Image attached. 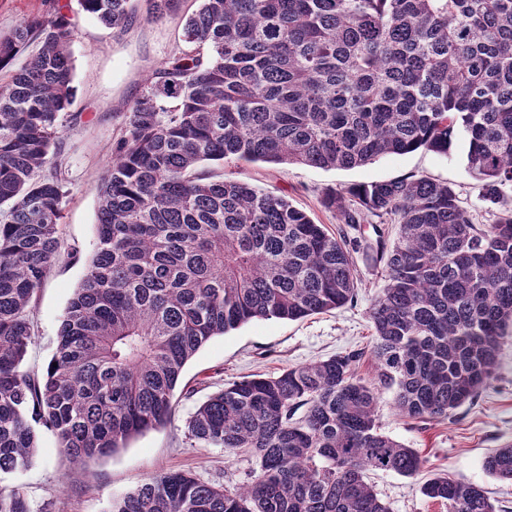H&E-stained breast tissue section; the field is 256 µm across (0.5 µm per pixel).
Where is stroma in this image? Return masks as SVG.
Masks as SVG:
<instances>
[{"label":"stroma","mask_w":512,"mask_h":512,"mask_svg":"<svg viewBox=\"0 0 512 512\" xmlns=\"http://www.w3.org/2000/svg\"><path fill=\"white\" fill-rule=\"evenodd\" d=\"M68 5L75 26L72 45L75 99L62 118V151L54 161L67 178L65 218L58 229L62 256L38 291L30 313L32 341L25 367L37 371L50 359L69 300L87 274L96 246L97 203L102 177L113 148L127 125L130 107L147 78L183 46L186 16L198 0H179L176 11L161 19L149 17L146 0H139V17L125 30L105 28L79 11L76 0H0V35H9L26 18L53 13ZM225 177L286 197L315 223L335 236L353 238L322 198L329 189L408 176L452 185L473 223H494L500 206L481 198L480 183L466 168V144L456 140L448 154L417 150L383 156L348 170H324L305 165L228 160ZM79 250V261L67 253ZM358 280L354 304L298 321L256 320L208 341L188 361L174 393L175 412L167 426L131 440L118 453L86 460L79 475L65 480L73 465L61 454L55 435L40 431V448L32 465L0 478V490L20 489L30 512H109L124 496L159 472L188 471L200 480L233 492L256 469L255 457L244 452L191 445L185 423L197 405L224 384L245 377L268 376L351 349L368 346L372 327L369 307L385 284V268L374 252L354 256ZM379 424L384 433L426 458V473L485 488L501 512H512V482L490 477L485 456L512 441V335L500 345L496 377L477 397L450 412L447 419L423 424L402 415L394 393L381 391ZM378 496L392 512H446L420 492L421 478L390 472L370 473Z\"/></svg>","instance_id":"stroma-1"}]
</instances>
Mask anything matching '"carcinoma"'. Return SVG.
<instances>
[{
  "mask_svg": "<svg viewBox=\"0 0 512 512\" xmlns=\"http://www.w3.org/2000/svg\"><path fill=\"white\" fill-rule=\"evenodd\" d=\"M77 4L112 30L138 18L136 0ZM183 37L130 107L87 274L31 373V302L68 195L60 170H42L73 104L75 30L59 8L0 36V475L32 464L42 427L77 465L113 455L171 422L181 372L212 337L355 301L344 239L203 163L352 169L446 155L462 138L482 198L503 206L497 222L472 223L450 185L425 178L327 191L345 224H398L391 248L378 242L387 284L369 307V348L233 381L196 408L189 440L256 455L239 491L165 472L110 510L391 512L367 473L413 477L426 460L381 431L379 391L412 419H446L491 384L512 335V0H201ZM366 355L371 381L355 372ZM483 468L512 481V443ZM421 492L447 512H499L446 473ZM0 512H29L26 497L0 491Z\"/></svg>",
  "mask_w": 512,
  "mask_h": 512,
  "instance_id": "cac0c4a2",
  "label": "carcinoma"
}]
</instances>
